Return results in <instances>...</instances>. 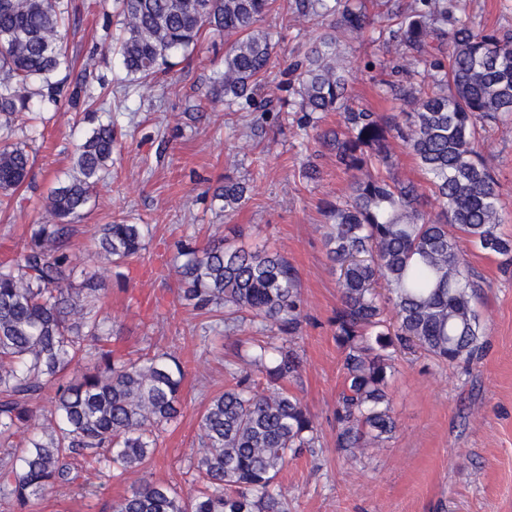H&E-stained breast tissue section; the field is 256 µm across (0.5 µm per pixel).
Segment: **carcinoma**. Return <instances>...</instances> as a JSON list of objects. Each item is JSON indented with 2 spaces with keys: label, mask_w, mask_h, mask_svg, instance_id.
<instances>
[{
  "label": "carcinoma",
  "mask_w": 512,
  "mask_h": 512,
  "mask_svg": "<svg viewBox=\"0 0 512 512\" xmlns=\"http://www.w3.org/2000/svg\"><path fill=\"white\" fill-rule=\"evenodd\" d=\"M293 2L295 18L334 16L359 39L389 0ZM117 7V54L127 75L153 78L170 54L210 30L229 39L224 70L212 78L216 91L228 105H253L274 55V34L262 27L272 0H117ZM69 23L65 0H0L1 128L35 121V96L60 100L64 83L53 75L66 63L62 31ZM399 30L415 51L410 76L420 79L399 89L410 108L403 123L348 105L351 68L329 35L288 68L297 75L303 130L326 112L341 113L322 138L336 168L350 175L349 191L327 207L324 245L340 271L332 320L343 370L336 447L351 460L396 429L386 392L392 350L416 345L439 362L457 363L481 347L480 284L461 242L512 262V238L500 232L498 183L476 147L477 123L512 114V29L478 31L448 0H416ZM68 98L92 112V127L49 192L45 221L29 225L16 255L0 262V504L9 512H29L54 487L76 484L86 463L112 468L114 478L138 471L160 432L182 414L180 360L157 344L115 352L105 288L69 251L73 221L112 164L119 133L112 118L93 112L103 99L88 90L86 77L74 78ZM395 140L432 187L437 212L424 208L416 184L395 169ZM32 167L26 148L1 146L3 196L19 189ZM213 198L230 214L245 202L246 187L226 177ZM148 231L147 224H104L90 257L115 267L137 259ZM172 267L180 299L204 318L203 341L222 330L252 336L239 362L224 365V391L201 412L190 468L202 486L185 497L169 483L144 480L114 512H288L278 477L319 444L314 415L289 388L303 368L298 270L266 243L238 245L226 236L201 247L179 242ZM54 385L40 417L37 403Z\"/></svg>",
  "instance_id": "carcinoma-1"
}]
</instances>
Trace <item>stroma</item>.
Segmentation results:
<instances>
[{"instance_id":"1","label":"stroma","mask_w":512,"mask_h":512,"mask_svg":"<svg viewBox=\"0 0 512 512\" xmlns=\"http://www.w3.org/2000/svg\"><path fill=\"white\" fill-rule=\"evenodd\" d=\"M289 5L274 0L263 22L277 45L258 90L268 107L261 116L230 112L205 98L224 67L223 35L204 32L191 55L170 56L165 75L132 84L109 47L118 20L114 0H71L64 33L69 73L85 74L92 88H111L104 109L122 136L92 202L74 222L70 251L87 260L103 224L150 225L139 260L102 272L113 342L136 350L146 339L158 340L187 372L183 413L162 433L142 475L186 494L196 487L188 460L198 448L200 412L223 391L224 364L239 346L232 336L218 351L206 349L200 319L179 302L180 285L166 262L178 241L201 246L235 225L249 242L269 240L301 280L306 320L297 344L304 368L291 389L315 415L320 446L315 455L290 461L279 476L290 512H512V264L470 244L462 249L482 285L483 350L471 362L448 365L415 348L398 350L388 384L397 421L392 438L359 461L336 447L342 371L331 319L340 294L323 243L324 208L345 197L350 178L288 109L297 98L288 85L289 64L330 31L323 18L295 20ZM466 12L475 28H512V0H467ZM337 47L353 63L350 105L382 115L404 111L390 88L413 56L401 39L355 41L341 34ZM40 112L36 127L11 136L30 146L36 164L8 206H0V261L14 255L29 225L39 223L49 189L69 171L73 147L90 127L84 112L63 101ZM479 136V151L499 183L501 230L512 235V115L485 123ZM311 162L320 177L309 182L302 170ZM228 176L248 186L245 203L229 215L212 198ZM80 482L55 488L31 512H112L131 486L99 468L85 470Z\"/></svg>"}]
</instances>
